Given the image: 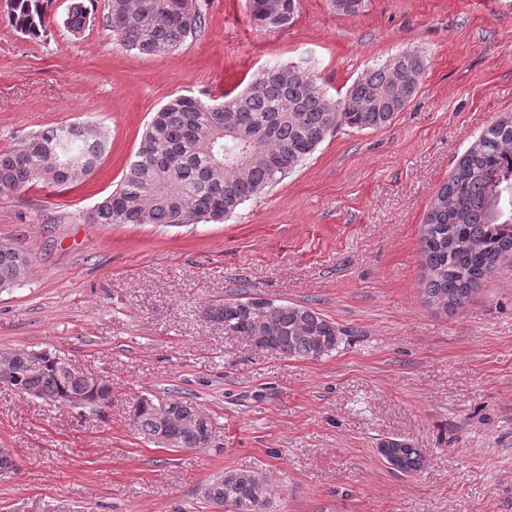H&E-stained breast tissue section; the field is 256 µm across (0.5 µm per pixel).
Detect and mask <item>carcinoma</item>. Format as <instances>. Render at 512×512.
Instances as JSON below:
<instances>
[{
  "instance_id": "1",
  "label": "carcinoma",
  "mask_w": 512,
  "mask_h": 512,
  "mask_svg": "<svg viewBox=\"0 0 512 512\" xmlns=\"http://www.w3.org/2000/svg\"><path fill=\"white\" fill-rule=\"evenodd\" d=\"M53 0H9L8 21L21 33H47ZM298 0H249L254 23L267 30L286 27ZM107 30L121 46L141 55L177 51L205 23L202 4L183 14L180 0H107ZM414 49L389 58L354 81L343 99L327 97L316 78L298 66L258 74L249 88L208 103L178 95L152 117L135 159L118 187L83 216L91 224L222 223L247 200L296 169L326 137L343 126L379 129L414 98L424 75ZM108 151L102 128L92 122L43 130L0 152V196L13 195L40 179L52 187L84 181ZM426 274V303L446 313L463 308L498 262L512 258V113L490 124L467 148L426 215L420 237ZM31 257L15 244H0V287L25 279ZM224 324V335L288 359L318 360L336 350L340 330L317 310L262 298L230 299L207 308ZM16 392L65 404L83 389L65 373L59 356L38 359L18 352ZM153 400L133 405L141 433L155 440L159 422ZM168 406L179 426V448H195L210 418L197 419L193 402L172 397ZM385 459L398 471L419 469L418 449L404 441L382 443ZM235 512H266L269 479L248 470L227 471L204 488Z\"/></svg>"
}]
</instances>
